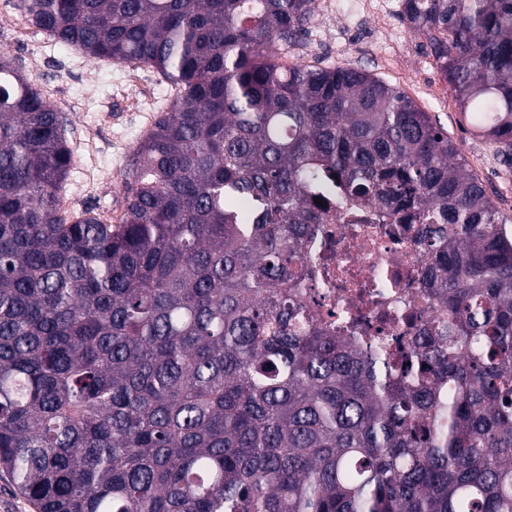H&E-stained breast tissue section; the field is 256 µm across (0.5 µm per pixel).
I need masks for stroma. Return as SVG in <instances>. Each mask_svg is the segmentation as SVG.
<instances>
[{
  "instance_id": "stroma-1",
  "label": "stroma",
  "mask_w": 512,
  "mask_h": 512,
  "mask_svg": "<svg viewBox=\"0 0 512 512\" xmlns=\"http://www.w3.org/2000/svg\"><path fill=\"white\" fill-rule=\"evenodd\" d=\"M336 29L314 17L295 58L350 65L400 88L447 129L470 169L512 221V168L501 163L493 142L480 136L463 114L454 91L439 74L427 47L400 19L401 0H370L367 12L350 13L355 0H332ZM20 0H0V50L44 88L67 120L73 149L68 180L71 210L90 209L120 223L123 171L176 89L156 71L90 59L56 44L38 30L16 24ZM94 73L87 86L85 73Z\"/></svg>"
}]
</instances>
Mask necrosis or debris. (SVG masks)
I'll return each instance as SVG.
<instances>
[{
    "label": "necrosis or debris",
    "mask_w": 512,
    "mask_h": 512,
    "mask_svg": "<svg viewBox=\"0 0 512 512\" xmlns=\"http://www.w3.org/2000/svg\"><path fill=\"white\" fill-rule=\"evenodd\" d=\"M301 250L311 270L301 283L303 298L342 335L403 351L435 313L407 225L353 224L332 214Z\"/></svg>",
    "instance_id": "1"
}]
</instances>
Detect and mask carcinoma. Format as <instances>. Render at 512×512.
I'll return each instance as SVG.
<instances>
[{
	"label": "carcinoma",
	"instance_id": "obj_1",
	"mask_svg": "<svg viewBox=\"0 0 512 512\" xmlns=\"http://www.w3.org/2000/svg\"><path fill=\"white\" fill-rule=\"evenodd\" d=\"M316 0H22L177 93L108 224L0 51V474L38 512H512V229L448 130L365 70L288 62ZM512 167V0H402ZM327 198L409 224L436 320L396 356L320 322Z\"/></svg>",
	"mask_w": 512,
	"mask_h": 512
}]
</instances>
